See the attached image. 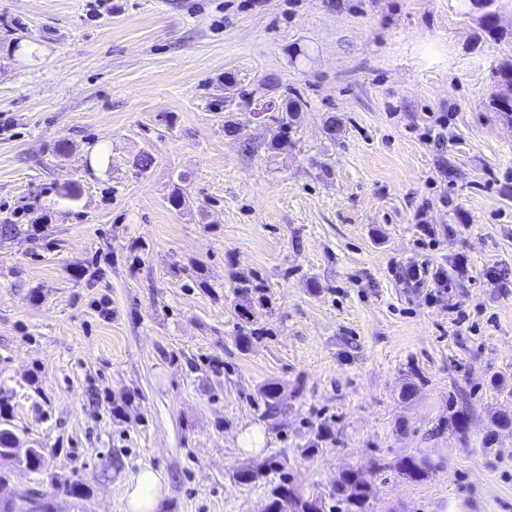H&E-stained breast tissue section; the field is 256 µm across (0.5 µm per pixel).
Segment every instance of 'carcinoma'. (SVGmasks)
<instances>
[{
	"mask_svg": "<svg viewBox=\"0 0 512 512\" xmlns=\"http://www.w3.org/2000/svg\"><path fill=\"white\" fill-rule=\"evenodd\" d=\"M503 2L504 0H484L483 11L478 19L480 29L495 39L508 36V33L499 29L497 21L498 13L504 8ZM303 105V99L296 95L288 98L277 114L268 116L271 125L275 127L270 141L271 149L285 150L292 145L291 134L295 127V118ZM234 290L238 298L237 315L241 321L238 343L247 348L253 339L262 334V329L253 327V324L258 322L260 311L269 308V300L264 288L247 279L239 280ZM261 397L267 406V414L272 415L281 409L278 384H265L261 388ZM395 469L399 476L411 482H424L434 472L427 457L421 455L401 458ZM290 496L293 497L295 512H324L328 500L333 502L331 508L336 512H368L369 506L366 478L356 470L344 472L336 479L326 501L321 497L308 499L294 493L288 474L283 473L279 482L271 488L264 504L265 512H282V504Z\"/></svg>",
	"mask_w": 512,
	"mask_h": 512,
	"instance_id": "cac0c4a2",
	"label": "carcinoma"
}]
</instances>
